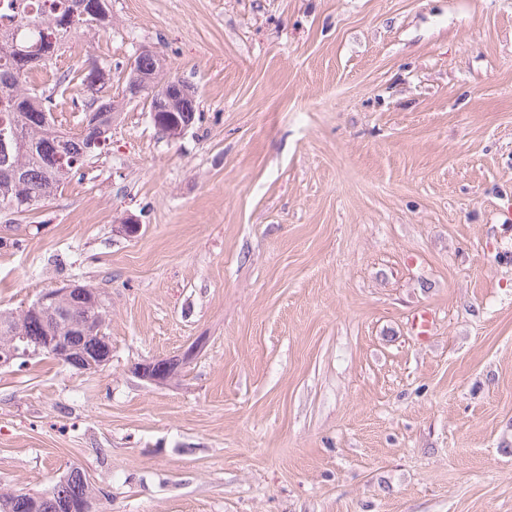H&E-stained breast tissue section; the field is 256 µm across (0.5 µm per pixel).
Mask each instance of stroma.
Masks as SVG:
<instances>
[{
  "instance_id": "obj_1",
  "label": "stroma",
  "mask_w": 512,
  "mask_h": 512,
  "mask_svg": "<svg viewBox=\"0 0 512 512\" xmlns=\"http://www.w3.org/2000/svg\"><path fill=\"white\" fill-rule=\"evenodd\" d=\"M111 7L59 68L118 97L154 46L198 112L170 140L124 102L0 212V311L86 284L112 343L0 369V493L76 466L93 512H512V0ZM195 349L196 346H192L190 349L184 352L182 357L179 356L174 358H168L164 359L162 362H157L158 360H161L158 359L141 363L138 366H136L134 370L136 374L143 380L149 381L150 383L153 384H162L174 375V372L177 370V368L181 365V363L184 360H187L193 356ZM156 362L160 363L163 372L152 373V370Z\"/></svg>"
}]
</instances>
